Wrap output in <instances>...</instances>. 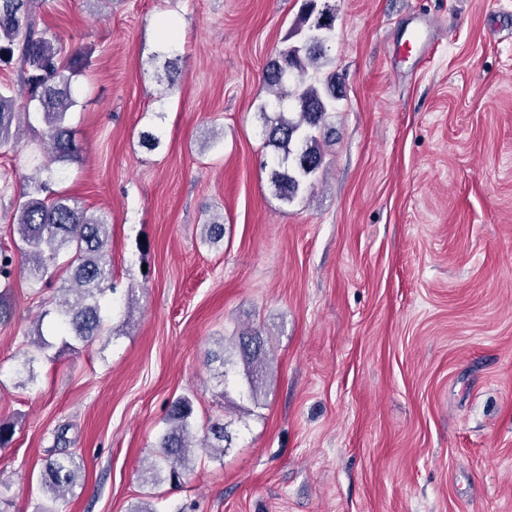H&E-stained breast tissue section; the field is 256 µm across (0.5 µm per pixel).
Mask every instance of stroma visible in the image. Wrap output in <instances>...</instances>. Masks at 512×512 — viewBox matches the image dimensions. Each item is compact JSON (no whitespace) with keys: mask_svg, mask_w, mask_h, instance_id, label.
<instances>
[{"mask_svg":"<svg viewBox=\"0 0 512 512\" xmlns=\"http://www.w3.org/2000/svg\"><path fill=\"white\" fill-rule=\"evenodd\" d=\"M325 3L339 99L313 195L287 203L259 112L266 64L304 41V0H39L38 29L90 53L68 118L82 151L50 187L107 213L135 310L75 352L51 335L27 384L17 358L61 280L17 276L0 512L44 503L59 433L84 465L63 512H512V0ZM426 24L428 53L404 52ZM43 130L0 150V245ZM246 327L271 358L254 398L207 360ZM182 395L197 431L223 419L228 450L144 482Z\"/></svg>","mask_w":512,"mask_h":512,"instance_id":"stroma-1","label":"stroma"}]
</instances>
